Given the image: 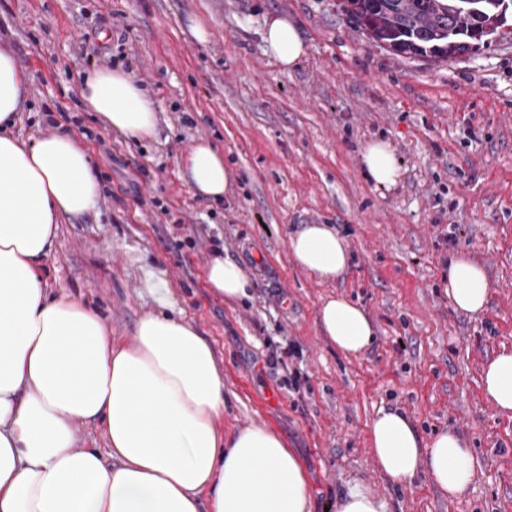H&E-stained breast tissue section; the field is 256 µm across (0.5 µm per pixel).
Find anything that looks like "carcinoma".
<instances>
[{
  "mask_svg": "<svg viewBox=\"0 0 512 512\" xmlns=\"http://www.w3.org/2000/svg\"><path fill=\"white\" fill-rule=\"evenodd\" d=\"M459 0H345L341 13L373 43L406 58L453 59L472 49L480 22L507 25L499 0H483L482 16L457 9Z\"/></svg>",
  "mask_w": 512,
  "mask_h": 512,
  "instance_id": "obj_1",
  "label": "carcinoma"
}]
</instances>
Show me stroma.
<instances>
[{"instance_id":"35a3bbf8","label":"stroma","mask_w":512,"mask_h":512,"mask_svg":"<svg viewBox=\"0 0 512 512\" xmlns=\"http://www.w3.org/2000/svg\"><path fill=\"white\" fill-rule=\"evenodd\" d=\"M273 15L293 19L306 43L288 73L264 51ZM3 45L29 76L15 134L74 135L102 187L95 211L58 226L40 268L54 296L128 343L158 310L146 271L165 278L224 374L225 430L271 427L302 465L311 512L354 481L389 512H512V413L481 390L486 361L512 348V25L478 55L429 61L370 43L336 0H0ZM117 67L152 91L155 137L84 110V76ZM201 139L230 172L218 203L178 176ZM376 139L400 161L390 188L365 174L362 150ZM303 224L344 237L339 280L291 259L288 237ZM217 246L252 280L250 299L210 291ZM458 252L491 281L475 315L448 299L445 262ZM332 296L370 317L364 353L344 355L321 334L317 311ZM291 343L296 356L267 365ZM383 407L423 438L468 440L481 467L465 497L423 478L403 489L377 469L367 428Z\"/></svg>"}]
</instances>
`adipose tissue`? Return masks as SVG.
<instances>
[{
  "instance_id": "adipose-tissue-1",
  "label": "adipose tissue",
  "mask_w": 512,
  "mask_h": 512,
  "mask_svg": "<svg viewBox=\"0 0 512 512\" xmlns=\"http://www.w3.org/2000/svg\"><path fill=\"white\" fill-rule=\"evenodd\" d=\"M262 41L282 71L294 69L305 42L288 18L266 19ZM29 78L0 48V512H310L302 466L262 425L225 431L224 375L210 343L182 315L167 281L148 275L159 305L143 316L133 343L73 300L50 295L39 273L61 219L94 210L100 185L91 158L66 134L24 141L13 128ZM81 100L106 125L131 137L155 135L158 105L122 69H96ZM367 176L397 184L400 166L388 141L363 151ZM194 195L222 200L230 174L211 142L192 145L178 165ZM291 258L329 282L347 270L344 238L329 224H304L288 238ZM206 282L227 301L249 298L251 280L218 255ZM491 283L483 267L457 256L448 263V296L459 311H481ZM317 324L343 353L371 344L366 311L327 299ZM484 398L512 413V349L484 366ZM97 424L106 450L77 445L75 426ZM373 462L395 485L426 475L449 498L468 491L480 463L451 430L423 439L395 408L377 411L368 427Z\"/></svg>"
}]
</instances>
